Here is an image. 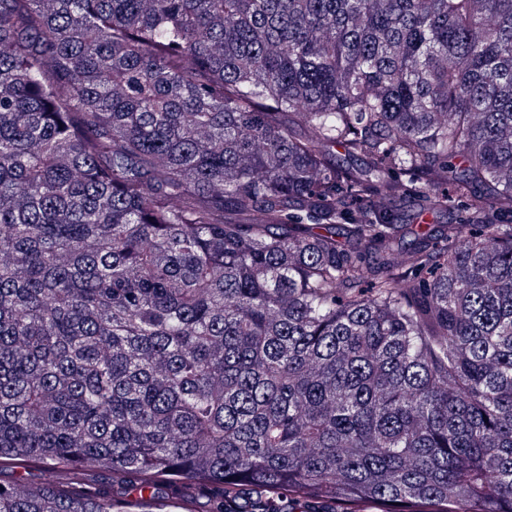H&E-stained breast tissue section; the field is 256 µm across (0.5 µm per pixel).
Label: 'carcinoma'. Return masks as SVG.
<instances>
[{"label":"carcinoma","mask_w":512,"mask_h":512,"mask_svg":"<svg viewBox=\"0 0 512 512\" xmlns=\"http://www.w3.org/2000/svg\"><path fill=\"white\" fill-rule=\"evenodd\" d=\"M505 215L512 0H0V512H512ZM88 478L93 483L113 488V492L116 496H122L129 499H131L132 497L136 498L138 496V490H136L133 483L121 484L113 482L112 487V478L107 472L93 469L89 472Z\"/></svg>","instance_id":"cac0c4a2"}]
</instances>
